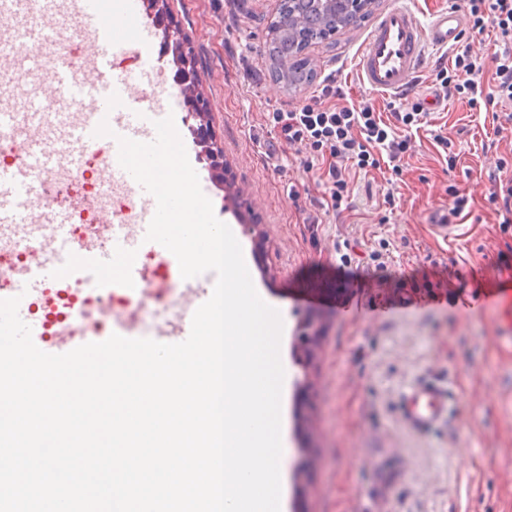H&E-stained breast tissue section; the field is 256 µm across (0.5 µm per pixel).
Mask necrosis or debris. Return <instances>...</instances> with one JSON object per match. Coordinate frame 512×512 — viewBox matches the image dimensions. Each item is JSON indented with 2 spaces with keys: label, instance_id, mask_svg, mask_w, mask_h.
I'll use <instances>...</instances> for the list:
<instances>
[{
  "label": "necrosis or debris",
  "instance_id": "obj_1",
  "mask_svg": "<svg viewBox=\"0 0 512 512\" xmlns=\"http://www.w3.org/2000/svg\"><path fill=\"white\" fill-rule=\"evenodd\" d=\"M107 165L103 147L83 150L75 170L76 191L83 203L73 209L71 222L61 238L50 223L56 205L50 192L55 174L50 170L30 171V206L42 231L35 236L23 232L0 234V296L22 293L24 272L46 252H54L62 262L68 263L74 258L75 247L110 248L109 222L134 226L136 206L123 187L109 180ZM170 296V289L159 284L139 289L137 295L130 296L115 288L100 287L92 279H63L51 282L41 292L27 295L26 301L28 313L44 340L55 342L67 331L85 335L98 332L111 322L113 314L136 316L152 304L168 308L170 318L184 315L185 301L174 302Z\"/></svg>",
  "mask_w": 512,
  "mask_h": 512
}]
</instances>
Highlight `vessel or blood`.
Segmentation results:
<instances>
[{"label":"vessel or blood","instance_id":"b4317fda","mask_svg":"<svg viewBox=\"0 0 512 512\" xmlns=\"http://www.w3.org/2000/svg\"><path fill=\"white\" fill-rule=\"evenodd\" d=\"M65 23L54 26L44 23L29 29L18 46L20 59H28L40 44L62 39L67 27L86 33L94 48L93 70L80 84H73L66 68L56 69L54 80L59 97L90 101L77 128L63 129L54 146L29 148L28 164L50 169L56 154H77L87 145L105 148L110 160V175L125 185L140 203L141 211L134 232L120 226L112 228V249L103 253L89 249L80 250L71 266L46 259L41 261L26 278L29 292L36 293L45 287L47 280L62 276L80 278L83 272H100L103 287L123 282L142 288L148 287L150 276L141 266L130 264L128 258L136 249L150 248L160 251L158 243H146L148 225L156 210L155 198L145 191L118 163L117 137L123 136L148 143L155 139V121L164 119L176 103L171 86L161 80L162 68L152 55L156 26L142 13L141 0H71V10L64 17ZM464 29L460 11L449 8L437 11L428 23H421L406 7L387 10L370 31L367 42L358 58L357 70L364 84L371 89L400 93L406 91L410 80L426 59L427 48L442 50L457 45ZM135 42L145 65L141 81L152 91L151 96L137 94L127 76L118 73L112 61L118 50ZM108 122L112 136H96L100 122ZM29 189L17 172L0 170V226L11 227L27 223L20 212L26 206ZM451 301L461 304L478 303L493 306L498 312L496 328L502 347L512 351V267H492L483 277L480 287L463 289L450 295ZM191 329L189 315L160 330L165 343L184 341ZM404 423L415 430L431 428L448 415V396L437 384L420 383L406 393L402 403Z\"/></svg>","mask_w":512,"mask_h":512}]
</instances>
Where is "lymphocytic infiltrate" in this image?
<instances>
[{"instance_id": "lymphocytic-infiltrate-1", "label": "lymphocytic infiltrate", "mask_w": 512, "mask_h": 512, "mask_svg": "<svg viewBox=\"0 0 512 512\" xmlns=\"http://www.w3.org/2000/svg\"><path fill=\"white\" fill-rule=\"evenodd\" d=\"M466 13L473 31L491 33L495 51L491 58L473 53L470 46H459L451 67L440 68L436 80L443 95L466 100L469 108L501 109L505 124H512V0H465ZM493 60L492 88H485L481 75L486 60ZM339 90L334 80L324 81L321 97L327 105L307 103L292 110H276L273 119L281 139L300 145L316 160H328L321 174L324 195L333 210H340L351 189L342 174V166L352 163L356 169L371 171L382 161L400 162L411 148L407 130L420 124L421 112H393L383 119L373 105L359 108L337 106L332 102Z\"/></svg>"}]
</instances>
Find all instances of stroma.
Segmentation results:
<instances>
[{"label": "stroma", "mask_w": 512, "mask_h": 512, "mask_svg": "<svg viewBox=\"0 0 512 512\" xmlns=\"http://www.w3.org/2000/svg\"><path fill=\"white\" fill-rule=\"evenodd\" d=\"M406 4L421 21L463 0H375L365 18L312 45L313 80L292 88L270 75L269 24L279 0H169L181 38L198 59L204 117L224 154V182L210 200L233 225L254 287L283 320L281 417L284 512H512V353L494 341L491 307L462 309L448 293L471 286L479 267L512 265V226L490 196L512 176V129L494 133L492 115L451 98L412 129L400 198L387 207L382 171L348 170L342 213L324 211V188L306 153L280 139L272 112L313 102L335 75L342 104L372 103L382 115L414 111L432 92L448 51H429L409 91L364 86L356 60L375 20ZM458 145L456 168L435 134ZM506 171H499V162ZM469 199L447 238L433 224L448 212V187ZM322 284V301L291 308L290 295ZM366 289L412 305L375 315H336L337 292ZM321 329L311 360L296 364L295 329L308 315ZM448 389V418L423 431L402 421L406 390L427 379Z\"/></svg>", "instance_id": "obj_1"}]
</instances>
